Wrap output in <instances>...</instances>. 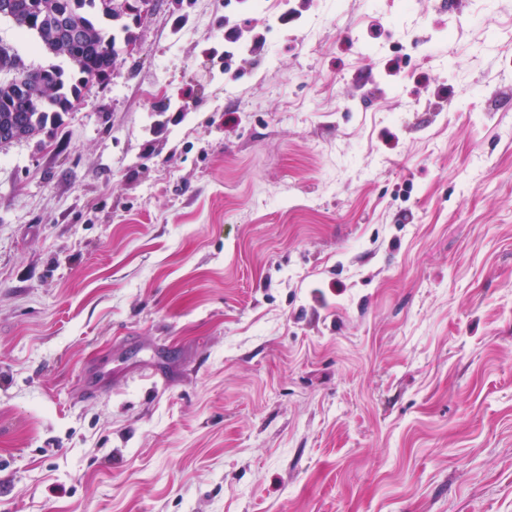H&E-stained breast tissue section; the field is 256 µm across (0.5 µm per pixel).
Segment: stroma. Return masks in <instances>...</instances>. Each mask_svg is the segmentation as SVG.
<instances>
[{
    "label": "stroma",
    "instance_id": "1",
    "mask_svg": "<svg viewBox=\"0 0 512 512\" xmlns=\"http://www.w3.org/2000/svg\"><path fill=\"white\" fill-rule=\"evenodd\" d=\"M0 147V512H512V0H150Z\"/></svg>",
    "mask_w": 512,
    "mask_h": 512
}]
</instances>
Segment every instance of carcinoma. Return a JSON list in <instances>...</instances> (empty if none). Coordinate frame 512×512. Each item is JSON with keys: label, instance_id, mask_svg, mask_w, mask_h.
<instances>
[{"label": "carcinoma", "instance_id": "1", "mask_svg": "<svg viewBox=\"0 0 512 512\" xmlns=\"http://www.w3.org/2000/svg\"><path fill=\"white\" fill-rule=\"evenodd\" d=\"M16 25L39 48L66 64L31 68L13 48L0 45V72L22 67L29 73L27 96L16 103L11 82L0 79V147L53 129L81 103L83 91L112 71L119 59L113 21L123 0H11ZM81 33L71 41L61 20Z\"/></svg>", "mask_w": 512, "mask_h": 512}]
</instances>
